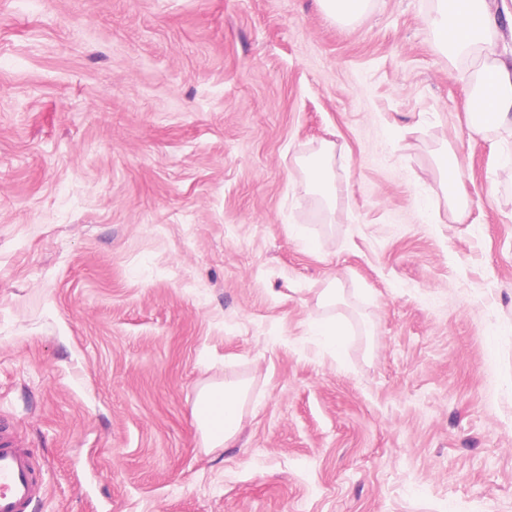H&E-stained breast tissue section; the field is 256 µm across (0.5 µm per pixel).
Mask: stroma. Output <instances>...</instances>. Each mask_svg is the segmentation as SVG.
<instances>
[{"label": "stroma", "instance_id": "35a3bbf8", "mask_svg": "<svg viewBox=\"0 0 512 512\" xmlns=\"http://www.w3.org/2000/svg\"><path fill=\"white\" fill-rule=\"evenodd\" d=\"M436 6L0 0V420L33 512H512V144L471 130ZM231 378L241 431L205 447ZM327 13L344 22H352L363 15L367 9L368 0H319ZM334 158L333 146L327 145L315 161L306 163L309 190L326 204L335 198L338 189ZM454 155L455 153L448 149V147L441 149L438 154V168L442 172V175L446 180V185L449 186L450 189V193L448 194V204L458 214L463 215L467 210V197L456 177ZM314 336H322L337 349L343 345L345 331L335 320L315 319L311 324ZM250 384L226 379L203 386L197 394L193 417L208 448L231 447L241 430ZM210 405L212 417H202L200 407Z\"/></svg>", "mask_w": 512, "mask_h": 512}]
</instances>
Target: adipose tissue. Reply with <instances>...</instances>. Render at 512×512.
<instances>
[{
    "instance_id": "adipose-tissue-1",
    "label": "adipose tissue",
    "mask_w": 512,
    "mask_h": 512,
    "mask_svg": "<svg viewBox=\"0 0 512 512\" xmlns=\"http://www.w3.org/2000/svg\"><path fill=\"white\" fill-rule=\"evenodd\" d=\"M502 21L492 0H460L449 9L438 0L430 17L436 43L452 60L464 63L462 90L470 105L469 124L474 131H492L512 138V55L501 43ZM334 148L325 146L315 161L307 163L308 187L322 202L336 196ZM249 384L227 379L203 386L195 403L211 408L210 416L196 417L206 447H231L241 430Z\"/></svg>"
}]
</instances>
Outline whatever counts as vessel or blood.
<instances>
[{"instance_id":"obj_1","label":"vessel or blood","mask_w":512,"mask_h":512,"mask_svg":"<svg viewBox=\"0 0 512 512\" xmlns=\"http://www.w3.org/2000/svg\"><path fill=\"white\" fill-rule=\"evenodd\" d=\"M42 484L29 448L11 430L0 428V512H30Z\"/></svg>"}]
</instances>
